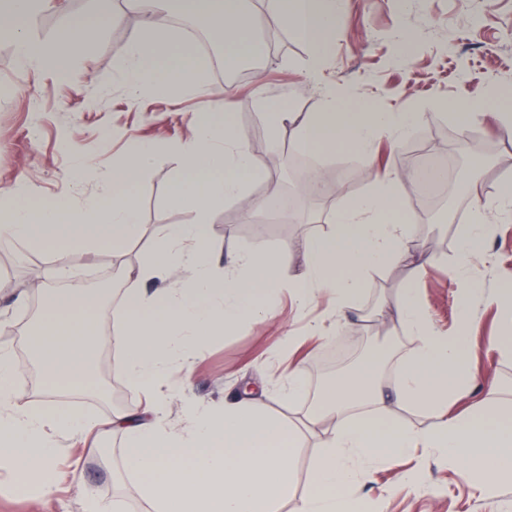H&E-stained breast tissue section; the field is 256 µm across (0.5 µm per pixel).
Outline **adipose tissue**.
<instances>
[{"label": "adipose tissue", "mask_w": 512, "mask_h": 512, "mask_svg": "<svg viewBox=\"0 0 512 512\" xmlns=\"http://www.w3.org/2000/svg\"><path fill=\"white\" fill-rule=\"evenodd\" d=\"M95 2L89 14L69 20L53 39L41 40L31 30L52 0H0V37L10 41L20 66L52 73L59 85L71 84L75 58L96 48L101 22L111 13L110 0ZM342 3L266 0L286 21L289 33L312 50L306 79L320 86V109L290 112L285 102L273 99L260 100L259 107L272 128L289 125L297 143L313 155L346 152L369 160L378 141L406 138L417 117L376 111L369 100L320 84L321 66L336 48ZM124 7L143 20L117 64L133 100L148 92L180 98L204 89L210 62L172 35L173 15L210 19L226 74L265 51L243 0H124ZM235 106L232 91H225L215 103L213 120L196 125L190 140L180 146L182 166L171 181L167 203L189 209L191 220L159 229L152 257L125 274V302L106 339L125 352L130 384L151 392L152 405L137 413L115 411L103 421L79 413L28 411L14 401L18 366L10 350L1 347L0 468L19 476L34 470L49 480L59 437L118 434L155 512H278L292 492L298 433L271 418L248 394L227 403L196 400L184 383L172 380V365H192L209 336L244 320L267 319L268 295L275 288H293L303 307L328 297L333 316L339 318L363 293L371 271L403 265L406 286L397 320L418 345L401 365L396 396L399 403L425 412L433 427L421 431L391 421L372 373L330 379L309 416L321 424L324 438L314 465V489L303 497L300 512H354L356 488L390 457L411 448L468 469L472 494L482 496L493 486L512 484V404L488 402L464 416L450 412L476 377L469 329L473 306L485 293L464 290L458 334L443 335L432 327L415 292L431 258L411 235L398 173L373 168L364 194L328 212L332 231L302 243L301 275L284 278L285 248L273 254L235 253L223 269L215 268L207 224L218 207L242 198L247 181L262 175L231 121ZM155 154L152 144L136 143L127 158L113 164L102 191L93 196L29 205L21 203L14 187L0 186V238L35 246L59 268L69 266L74 255L103 245L121 255L139 231L130 188ZM510 219L511 179L502 180L490 197L473 191L469 222L459 238V261L449 269L450 278H465L467 257L484 247L499 223ZM180 275L187 278L185 287L152 292L146 287L148 281ZM91 308L68 293L46 297L33 350L52 383L74 387L91 378L92 361L105 340ZM175 403L181 415L174 421L170 407Z\"/></svg>", "instance_id": "1"}]
</instances>
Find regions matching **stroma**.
I'll list each match as a JSON object with an SVG mask.
<instances>
[{
	"label": "stroma",
	"instance_id": "obj_1",
	"mask_svg": "<svg viewBox=\"0 0 512 512\" xmlns=\"http://www.w3.org/2000/svg\"><path fill=\"white\" fill-rule=\"evenodd\" d=\"M256 25L267 37L280 39L282 46L257 58L261 82L241 77L233 86L238 103L233 123L264 173L262 179L249 182L246 197L250 200L273 187L283 194L290 191L283 174L267 162L266 149L301 151L288 128L270 132L254 104L256 95L283 100L292 112L318 108L315 89L304 85L310 47L292 37L273 12H259ZM141 26V19L123 14L120 0H113L97 49L75 60V80L64 87L47 74L21 68L10 43L0 40V85L14 88L11 96L0 98V185H18L22 199L32 204L75 193L87 196L100 191L101 176L111 174L114 159L128 152L131 139L147 140L158 148L154 163L132 189L140 209L139 236L128 243L123 257H115L104 246L83 253L80 259L81 267L95 274L94 313L105 331L111 330L124 298V269L149 260L157 226L183 224L191 218L189 210L170 208L166 202L172 174L181 162L177 148L190 139L199 116L212 113L214 97L225 86L210 73L206 92L179 101L156 94L130 101L115 66ZM399 28L408 32L411 43L423 48L405 64L388 62L386 55ZM321 79L369 96L378 111L419 114L411 134L398 145L383 141L375 148L378 163L402 174L401 200L409 202L408 174L417 155L423 151L436 155L466 139L452 115L453 102L466 100L512 113V0H344L336 23V51L324 63ZM476 142L485 152L472 164L474 177L480 190L490 195L502 179L512 178V143L490 127L483 128ZM81 157L90 162L94 175L77 188L65 174ZM312 208L310 200H303L291 222L259 227L243 222L240 204L229 203L217 209L206 237L219 262L241 250L291 246L286 271L296 275L303 270L301 243L328 230L326 224L307 223ZM463 225L460 219L427 224L417 217L411 223L414 238L427 242L433 258L416 285L417 297L431 323L451 336L460 328V300L448 268L458 261ZM47 267L48 258L39 249L0 240V345L12 350L19 367L14 379L17 403L43 414L80 412L101 419L118 406L141 410L145 394L132 388L122 354L106 344L99 349L91 387L70 393L45 383L42 375L29 374L27 327L42 310L37 285L45 281ZM468 267L485 291L512 285V221L499 225L486 249L470 257ZM405 278L406 270L400 265L372 272L365 293L340 327L334 326L328 313V298H319L302 311L291 293L277 291L270 318L260 323L245 321L210 338L190 368L173 367L174 378L199 399L230 400L245 386L265 388L267 409L284 424L298 428L302 446L295 459L293 491L281 512H298L310 489L321 431L306 425L305 419L331 373L342 370L338 364L328 371L319 367L332 343H342L350 355L364 340L388 348L381 391L390 403L391 420L430 427L425 414L394 399L397 363L416 346L415 338L394 320ZM313 320L328 325L327 336H303L304 326ZM470 334L480 372L469 394L454 406L457 414L492 394L512 403V355H501L495 348L503 334L500 308L477 304ZM291 361L302 371L304 391L288 400L279 397L277 385L280 366ZM55 468L60 480L38 497L31 496L17 477L0 472V512H83L86 491L112 512H147L149 508L121 437L108 438L96 452L61 437ZM410 470L417 472L421 489L381 499V488ZM468 480L463 468L438 457H422L415 449L392 458L356 489L355 497L360 512H512V487L496 497L482 498L469 494Z\"/></svg>",
	"mask_w": 512,
	"mask_h": 512
}]
</instances>
